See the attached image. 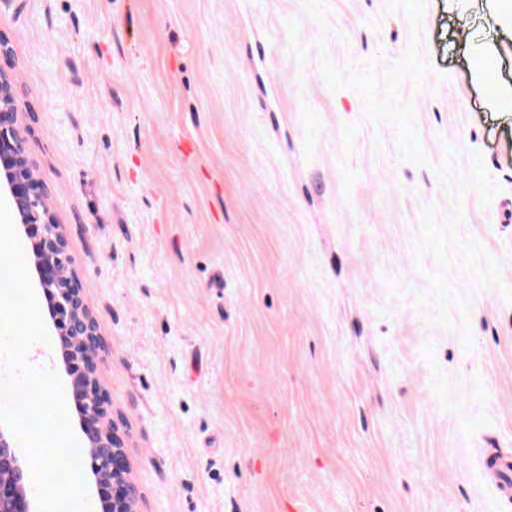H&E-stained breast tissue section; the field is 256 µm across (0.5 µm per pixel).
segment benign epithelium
Instances as JSON below:
<instances>
[{
  "label": "benign epithelium",
  "instance_id": "1",
  "mask_svg": "<svg viewBox=\"0 0 512 512\" xmlns=\"http://www.w3.org/2000/svg\"><path fill=\"white\" fill-rule=\"evenodd\" d=\"M14 81L0 72V195L13 205L23 234L39 229L32 241V273L36 288L51 299L48 324L60 338L62 353L82 361L78 380L82 396L79 420L95 459L94 481L112 487V512H135L138 489L129 478L125 441L108 416L99 380L101 342L96 320L86 307L67 242L47 201V191L34 177L24 150V110ZM24 460L16 453L7 427L0 425V512H36L27 498Z\"/></svg>",
  "mask_w": 512,
  "mask_h": 512
}]
</instances>
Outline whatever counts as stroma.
I'll return each mask as SVG.
<instances>
[{
    "label": "stroma",
    "instance_id": "stroma-1",
    "mask_svg": "<svg viewBox=\"0 0 512 512\" xmlns=\"http://www.w3.org/2000/svg\"><path fill=\"white\" fill-rule=\"evenodd\" d=\"M487 0H0L138 512H512ZM496 55L494 48L484 47L473 51V74L475 79L488 87L503 112H512V87L495 81ZM483 469L504 496H512V458L497 452L482 459Z\"/></svg>",
    "mask_w": 512,
    "mask_h": 512
}]
</instances>
